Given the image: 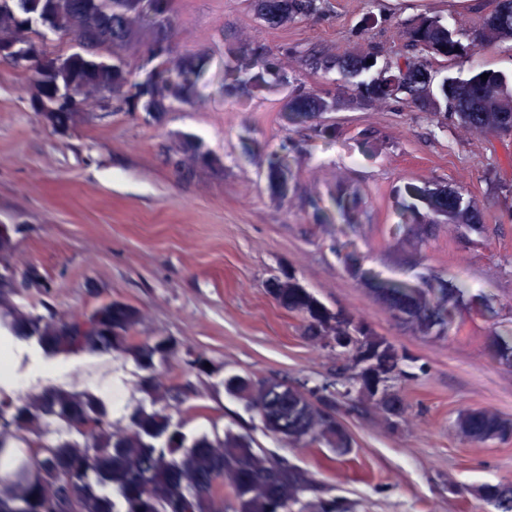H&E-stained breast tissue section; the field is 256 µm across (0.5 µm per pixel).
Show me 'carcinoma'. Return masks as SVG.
<instances>
[{"label":"carcinoma","instance_id":"obj_1","mask_svg":"<svg viewBox=\"0 0 512 512\" xmlns=\"http://www.w3.org/2000/svg\"><path fill=\"white\" fill-rule=\"evenodd\" d=\"M154 38L149 48L151 68L139 82L128 81L121 64L105 55L119 56L137 31L141 16L133 0H10L0 8V39L30 43L28 32L37 21L54 34L71 33L79 49L54 57L40 51L34 64L36 99L50 105L58 88H71L72 108L61 121L74 119L78 106L93 99L100 104L119 98L127 112H164L186 100L199 77L203 59H169L171 0H147ZM257 14L270 26L319 11V0H256ZM495 21L501 37L512 38V0H495L484 23ZM443 24L422 19L410 32L414 46L441 57H458L460 39L443 36ZM264 73L278 81L288 76L264 53L253 52ZM313 66L324 72L336 70L381 98L407 95L429 99L438 93L460 121L470 123L474 113L492 100H512V79L487 71L466 78L446 76L437 90L416 87V77L426 70L420 62L407 63V80L395 87L375 83L368 67L348 59L318 57ZM322 97L297 93L290 98L291 114L306 119L318 112ZM401 207L411 208L436 196L416 186L405 188ZM273 298L285 309L308 322L310 337L320 340L327 309L305 288L295 285L272 288ZM381 298L394 315L428 328H442L448 310L428 308L424 291L386 283ZM18 294L16 279L0 274V331L19 339H34L49 355L84 352L131 356L145 372L141 389L151 398V409L138 408L128 424H113L107 404L99 397L75 389H49L22 401L0 393V512H61L59 505L74 504L75 512H224L218 492L229 484L234 493V512H348L336 498H324L304 470L282 458L260 453L240 435L223 437L202 434L192 439L183 423L174 420L167 397L158 393L156 371L179 359L177 343L167 337L131 342L138 312L131 306L110 301L89 314L62 316L47 303L45 313L33 314L13 302ZM379 348L378 361L385 366L383 386L395 390L407 375L409 357L399 353L384 338L364 347ZM229 392L243 394L258 412L265 429L292 445L325 443L343 454L350 447L336 429L333 415L339 413L336 397L349 401L372 400L369 379L354 372L332 392L324 384L314 389L286 385L276 380L253 382L239 376L224 381ZM460 428L476 441L497 439L509 421L490 410H472ZM484 495L496 512H512V487L487 484Z\"/></svg>","mask_w":512,"mask_h":512}]
</instances>
